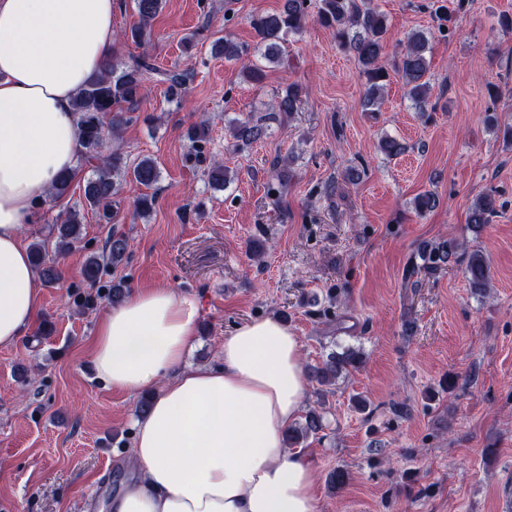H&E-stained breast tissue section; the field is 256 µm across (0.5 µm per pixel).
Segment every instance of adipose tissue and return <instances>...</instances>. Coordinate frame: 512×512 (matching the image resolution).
<instances>
[{
    "mask_svg": "<svg viewBox=\"0 0 512 512\" xmlns=\"http://www.w3.org/2000/svg\"><path fill=\"white\" fill-rule=\"evenodd\" d=\"M117 0H0V347L33 323L40 301L21 235L78 153L73 98L112 53ZM198 306L139 288L105 310L91 367L112 389H150L137 420L135 477L108 512H318L315 471L283 435L303 404L297 336L275 317L225 332L218 366H192Z\"/></svg>",
    "mask_w": 512,
    "mask_h": 512,
    "instance_id": "adipose-tissue-1",
    "label": "adipose tissue"
}]
</instances>
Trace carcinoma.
Returning <instances> with one entry per match:
<instances>
[{"mask_svg": "<svg viewBox=\"0 0 512 512\" xmlns=\"http://www.w3.org/2000/svg\"><path fill=\"white\" fill-rule=\"evenodd\" d=\"M135 5L138 21L131 26L129 34L132 40L142 43L151 35V22L161 11L163 0H135ZM310 20L330 30L338 47L353 56L365 80V106H378L390 73L386 64L387 16L373 5V0H285L280 12L252 17L250 24L258 38L254 47L236 42L229 34L218 39L215 47L224 54V59L242 62L241 71L247 81L260 85L265 80V69L250 61L249 57H259L273 64L281 63L288 37L301 33ZM427 44L428 37L424 32H409L404 49L395 63L403 80L406 97L421 112L428 111L431 93L425 57ZM152 69V64L144 57L127 66L108 64L103 72L76 92L73 107L77 115L81 158H99L106 134H115L129 124L131 117L128 113L138 109L143 98L145 74ZM165 77L169 98L180 100L191 80L190 74L171 72ZM301 104L302 88L290 84L275 95L271 110L290 115L299 111ZM261 133L262 127L250 117L232 123V137L240 148L251 145ZM128 174L138 184L150 189L158 181L160 170L150 156H143L130 166L127 157L117 150L109 161L95 166L93 176L86 180L84 199L99 222L110 224L114 220L119 205L116 200L118 185ZM495 213L494 195L484 193L477 196L469 214V223L486 224ZM84 219L85 216L76 209L56 219L53 227L56 229L58 254L62 255L81 243ZM456 248L453 241L443 242L422 255V263L408 268L406 276L412 278L421 272L438 271ZM128 255V238L122 233H113L106 242L105 250L86 255L81 270L83 281L91 288L96 287L104 265L110 263L115 267L123 263ZM30 256L45 283L54 284L60 279V271L55 261L48 257L42 242L30 244ZM465 260V275L470 288L478 293L486 291L490 270L484 253L473 249ZM363 364V354L358 349L348 348L340 354L332 352L321 364L310 369L309 378L320 388L327 389L336 384L341 373ZM322 430L323 416L312 408L305 414L304 422L288 427L284 441L287 447L293 448Z\"/></svg>", "mask_w": 512, "mask_h": 512, "instance_id": "carcinoma-1", "label": "carcinoma"}]
</instances>
